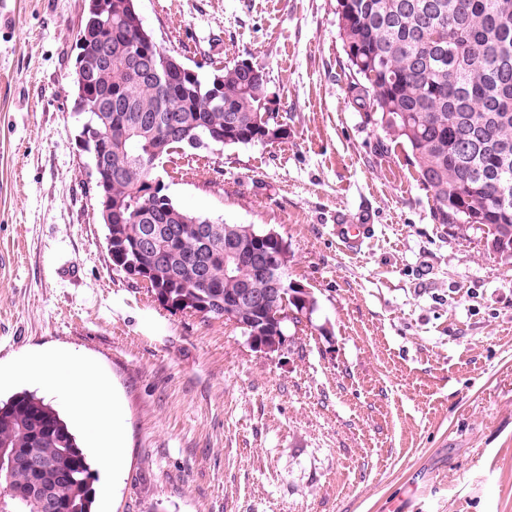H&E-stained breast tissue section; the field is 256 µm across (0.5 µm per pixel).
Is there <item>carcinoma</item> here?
Wrapping results in <instances>:
<instances>
[{
  "label": "carcinoma",
  "instance_id": "cac0c4a2",
  "mask_svg": "<svg viewBox=\"0 0 512 512\" xmlns=\"http://www.w3.org/2000/svg\"><path fill=\"white\" fill-rule=\"evenodd\" d=\"M335 13L345 68L355 75L347 84L352 104L411 154L419 185L432 194L434 219L462 236L473 230L498 241L494 255L511 265L512 204L501 206L495 194L505 187L512 196V0H336ZM139 17L135 0H89L77 33L84 53V79L73 78L83 115L78 137L90 156L98 213L109 201L117 208L105 226L112 264L123 271L150 268V288L168 293L175 308L216 317L229 312L245 321L253 312L224 308V297L239 288L262 292L266 281L246 268L224 272L221 245L209 258L218 296L200 305L206 287L193 269L198 225H177L163 245L175 265H154L138 250L139 216L172 199L161 186L151 195L139 192L154 180L150 162L158 150L192 149L189 140L216 130L226 145L262 141L259 129L275 126L267 83L235 64L224 66L219 89L199 73L138 83ZM104 42L112 45L110 70L96 60ZM99 92L123 100V108L96 111ZM170 115L177 125L167 123ZM0 448L28 461L0 478V488L45 487L55 512H94L87 456L44 399L23 391L0 401ZM0 512L45 509L39 498L0 493Z\"/></svg>",
  "mask_w": 512,
  "mask_h": 512
}]
</instances>
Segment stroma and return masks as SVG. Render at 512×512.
Returning <instances> with one entry per match:
<instances>
[{
  "instance_id": "obj_1",
  "label": "stroma",
  "mask_w": 512,
  "mask_h": 512,
  "mask_svg": "<svg viewBox=\"0 0 512 512\" xmlns=\"http://www.w3.org/2000/svg\"><path fill=\"white\" fill-rule=\"evenodd\" d=\"M88 0L0 10V359L92 358L124 412L110 512H512V264L433 217L346 95L336 0H137L202 75H269L279 141L174 156L178 206L274 230L315 297L282 351L115 269L78 141ZM372 216L360 249L337 215Z\"/></svg>"
}]
</instances>
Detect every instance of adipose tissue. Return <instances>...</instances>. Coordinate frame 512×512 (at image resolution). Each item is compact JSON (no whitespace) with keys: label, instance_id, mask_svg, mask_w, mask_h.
<instances>
[{"label":"adipose tissue","instance_id":"obj_1","mask_svg":"<svg viewBox=\"0 0 512 512\" xmlns=\"http://www.w3.org/2000/svg\"><path fill=\"white\" fill-rule=\"evenodd\" d=\"M19 381L59 396L101 465L120 472L125 457L122 407L108 377L91 359L69 350L48 349L0 363V388Z\"/></svg>","mask_w":512,"mask_h":512}]
</instances>
